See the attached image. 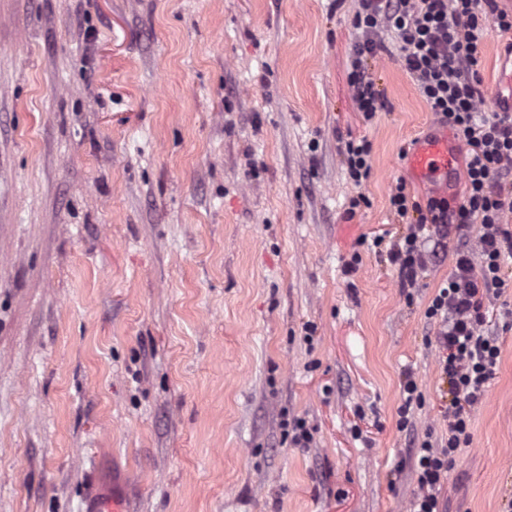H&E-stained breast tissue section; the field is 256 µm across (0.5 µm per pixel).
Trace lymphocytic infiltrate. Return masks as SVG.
I'll use <instances>...</instances> for the list:
<instances>
[{
  "label": "lymphocytic infiltrate",
  "mask_w": 512,
  "mask_h": 512,
  "mask_svg": "<svg viewBox=\"0 0 512 512\" xmlns=\"http://www.w3.org/2000/svg\"><path fill=\"white\" fill-rule=\"evenodd\" d=\"M354 24L362 32L350 55L348 85L364 121L383 103L367 62L392 32L398 58L430 112L466 145L461 203L430 191L425 196L398 182L389 196L392 212L412 219L409 233L390 241L386 255L401 283L415 285L437 256L450 252L454 265L424 316L433 327L438 363L448 380V434L415 439L412 460L417 492L408 512H444L441 492L459 449L471 442L475 410L486 397L501 355L493 325L512 330V307L501 297L512 281V111L486 114L481 76L488 29L512 37V11L499 0H358Z\"/></svg>",
  "instance_id": "1"
}]
</instances>
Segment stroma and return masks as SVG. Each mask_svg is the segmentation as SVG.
<instances>
[{"mask_svg": "<svg viewBox=\"0 0 512 512\" xmlns=\"http://www.w3.org/2000/svg\"><path fill=\"white\" fill-rule=\"evenodd\" d=\"M353 0H0V512H405L444 435L424 310L375 238L434 120L395 56L357 112ZM506 40L484 39L483 112ZM371 144V174L340 152ZM367 203L349 212L348 201ZM359 263H352V256ZM314 325L306 338L305 325ZM447 512L512 500V331ZM425 403L400 430L405 372ZM306 420L297 448L283 419ZM370 150V144L365 138L350 137L344 141L342 154L349 177L356 185H360L370 176Z\"/></svg>", "mask_w": 512, "mask_h": 512, "instance_id": "obj_1", "label": "stroma"}]
</instances>
